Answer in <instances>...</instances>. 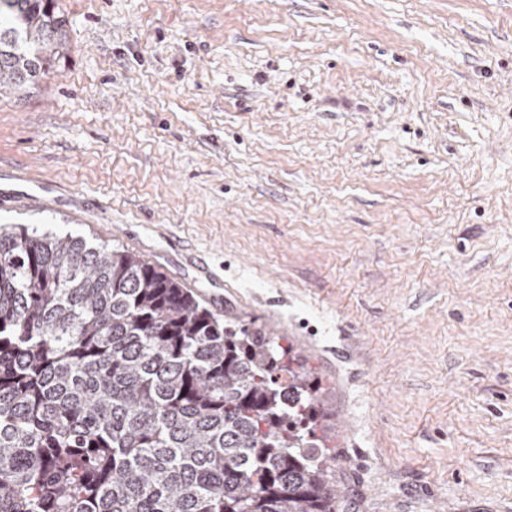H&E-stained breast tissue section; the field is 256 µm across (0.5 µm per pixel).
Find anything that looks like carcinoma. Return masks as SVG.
Here are the masks:
<instances>
[{
    "label": "carcinoma",
    "mask_w": 512,
    "mask_h": 512,
    "mask_svg": "<svg viewBox=\"0 0 512 512\" xmlns=\"http://www.w3.org/2000/svg\"><path fill=\"white\" fill-rule=\"evenodd\" d=\"M53 0H0V91L69 50ZM136 254L0 224V512H336L318 387Z\"/></svg>",
    "instance_id": "obj_1"
}]
</instances>
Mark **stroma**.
Segmentation results:
<instances>
[{"label": "stroma", "instance_id": "35a3bbf8", "mask_svg": "<svg viewBox=\"0 0 512 512\" xmlns=\"http://www.w3.org/2000/svg\"><path fill=\"white\" fill-rule=\"evenodd\" d=\"M0 221L293 345L336 512H512V0H58Z\"/></svg>", "mask_w": 512, "mask_h": 512}]
</instances>
